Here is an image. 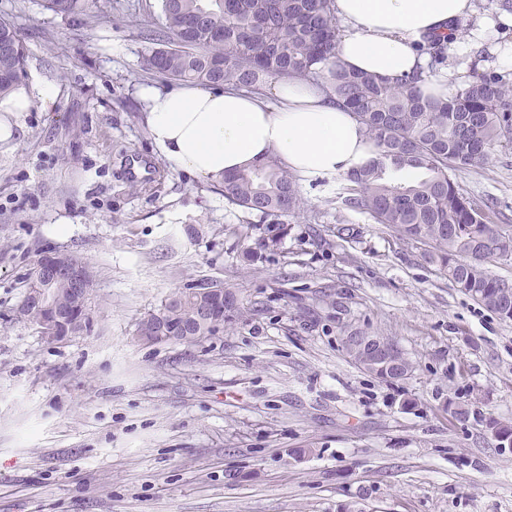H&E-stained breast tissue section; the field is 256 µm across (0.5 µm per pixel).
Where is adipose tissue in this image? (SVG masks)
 Here are the masks:
<instances>
[{"instance_id":"ef3b65f1","label":"adipose tissue","mask_w":512,"mask_h":512,"mask_svg":"<svg viewBox=\"0 0 512 512\" xmlns=\"http://www.w3.org/2000/svg\"><path fill=\"white\" fill-rule=\"evenodd\" d=\"M339 60L349 69L396 78L426 60L424 37L470 17L473 0H334ZM153 143L178 168L219 184L225 175L277 156L305 179L347 175L377 156L365 129L321 84L273 82L258 92L227 86L143 94Z\"/></svg>"}]
</instances>
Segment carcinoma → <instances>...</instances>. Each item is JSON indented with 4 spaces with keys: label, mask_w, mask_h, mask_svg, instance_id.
I'll return each mask as SVG.
<instances>
[{
    "label": "carcinoma",
    "mask_w": 512,
    "mask_h": 512,
    "mask_svg": "<svg viewBox=\"0 0 512 512\" xmlns=\"http://www.w3.org/2000/svg\"><path fill=\"white\" fill-rule=\"evenodd\" d=\"M44 7L84 26L95 10L112 13L111 0H44ZM162 26L155 47L141 57V68L199 85L233 84L256 89L270 79L324 83L329 95L351 109L378 149L376 160L346 177L344 205L387 224L399 236L430 247L427 258L448 280L504 321L512 320V283L492 276L487 264L512 257V235L494 224L495 211L459 192L448 174L453 168L484 165L494 148L512 139V79L495 72L473 73L446 99L424 78L444 67L450 34L427 37L420 52L429 56L427 70L390 80L356 72L336 60L339 23L332 0H160ZM29 48L15 23L0 19V99L17 89L27 74ZM413 169L419 176L396 182L388 171ZM224 198L261 222H269L260 248L275 252L288 235L283 218L300 209L296 181L270 157L224 178ZM223 284L202 280L172 293L161 307L143 316L136 335L159 342L175 330H187L197 342L226 322L244 317L237 295L224 288L214 318L195 321L199 300L215 298L205 289ZM391 358L367 367L343 338L347 354L364 371L384 381H402L413 363L388 337ZM499 445L512 448V427L487 423Z\"/></svg>",
    "instance_id": "obj_1"
}]
</instances>
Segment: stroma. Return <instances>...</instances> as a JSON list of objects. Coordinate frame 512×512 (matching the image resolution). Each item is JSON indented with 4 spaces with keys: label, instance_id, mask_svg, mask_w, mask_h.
Segmentation results:
<instances>
[{
    "label": "stroma",
    "instance_id": "stroma-1",
    "mask_svg": "<svg viewBox=\"0 0 512 512\" xmlns=\"http://www.w3.org/2000/svg\"><path fill=\"white\" fill-rule=\"evenodd\" d=\"M49 103L0 143V512H512V321L429 263L424 247L343 205L344 177L299 182L282 250L254 215L154 145L142 71L157 0H112L74 31L43 0H0ZM150 163L127 180L125 163ZM512 230V141L451 173ZM93 271L90 327L51 341L18 318L39 258ZM250 313L198 343L146 345L136 323L198 280ZM414 363L389 384L347 354L344 329ZM470 411L456 419V408Z\"/></svg>",
    "mask_w": 512,
    "mask_h": 512
}]
</instances>
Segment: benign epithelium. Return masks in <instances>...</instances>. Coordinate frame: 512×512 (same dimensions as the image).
<instances>
[{"instance_id":"7a95c632","label":"benign epithelium","mask_w":512,"mask_h":512,"mask_svg":"<svg viewBox=\"0 0 512 512\" xmlns=\"http://www.w3.org/2000/svg\"><path fill=\"white\" fill-rule=\"evenodd\" d=\"M36 270L51 273V278L43 277L37 287L27 289L17 315L22 318L26 315L27 307H36L40 311V317L36 322L39 332L49 340H58L62 338V327L66 325V321L85 311L93 274L88 265L78 263L71 255L62 252L43 255ZM55 284L68 287V292L74 299L73 308L67 313L59 311L53 302ZM358 339L365 361L375 364L389 359L387 349L376 343V338L361 334Z\"/></svg>"}]
</instances>
